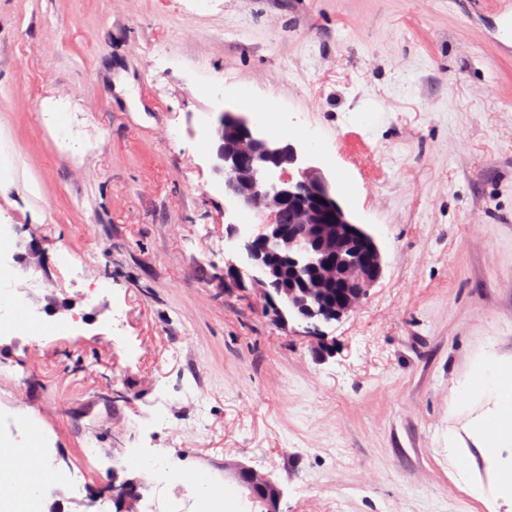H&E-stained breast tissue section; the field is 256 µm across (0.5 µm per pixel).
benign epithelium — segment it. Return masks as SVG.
Here are the masks:
<instances>
[{
    "instance_id": "obj_1",
    "label": "benign epithelium",
    "mask_w": 512,
    "mask_h": 512,
    "mask_svg": "<svg viewBox=\"0 0 512 512\" xmlns=\"http://www.w3.org/2000/svg\"><path fill=\"white\" fill-rule=\"evenodd\" d=\"M311 152L287 138L274 139L234 109L219 113L212 131L211 170L224 181V193L249 210L260 223L244 240L242 253L257 273L266 313L276 321L292 319L319 331V322L352 311L382 274V256L374 237L351 221L336 189L324 172L311 164ZM293 225L281 224L284 210ZM277 247V253L269 251ZM311 271L307 292L320 300L329 288L340 289L336 303L318 310L308 307L283 313L272 290L278 287L274 259ZM230 480L248 492L267 491V512H279L281 490L256 472L240 468Z\"/></svg>"
}]
</instances>
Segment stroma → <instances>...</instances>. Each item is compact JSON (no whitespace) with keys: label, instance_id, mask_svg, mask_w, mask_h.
Returning <instances> with one entry per match:
<instances>
[{"label":"stroma","instance_id":"stroma-1","mask_svg":"<svg viewBox=\"0 0 512 512\" xmlns=\"http://www.w3.org/2000/svg\"><path fill=\"white\" fill-rule=\"evenodd\" d=\"M251 102L321 139L382 255L315 336L224 293L248 216L209 133ZM0 140V260L64 326L0 355V430L37 422L90 482L87 439L168 449L232 512H258L233 465L281 512H512V439L483 434L500 403L458 397L512 368V28L471 0H0ZM225 480L230 479L231 481H235L241 487L245 488L248 491V496L252 499V492L254 490H267L270 489L271 492H267L265 497V507L267 512H279V505L282 498L281 490L275 486L271 481L266 479L263 476H260L256 472L247 469L240 468L236 469L233 472L232 476H224Z\"/></svg>","mask_w":512,"mask_h":512}]
</instances>
